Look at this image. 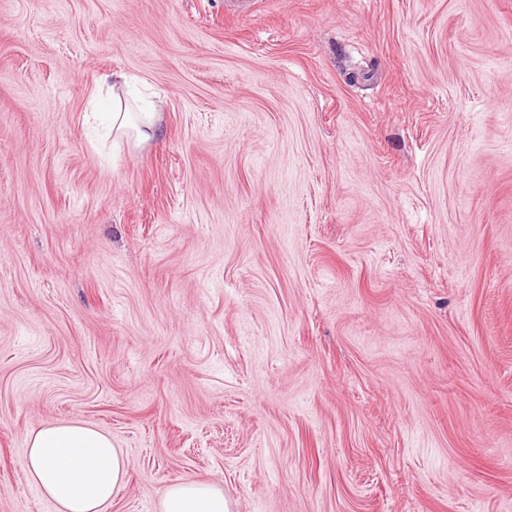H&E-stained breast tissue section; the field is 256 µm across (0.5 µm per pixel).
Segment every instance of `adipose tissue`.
<instances>
[{
  "label": "adipose tissue",
  "instance_id": "1",
  "mask_svg": "<svg viewBox=\"0 0 512 512\" xmlns=\"http://www.w3.org/2000/svg\"><path fill=\"white\" fill-rule=\"evenodd\" d=\"M100 83L114 90L108 130L121 135L137 127L139 141L155 132V112L143 107L138 117L124 112L120 89L124 74L101 75ZM25 469L34 484L58 506L59 512H102L123 482L126 465L111 438L80 423L56 424L27 438ZM160 512H228L221 484L191 478L173 482L160 501Z\"/></svg>",
  "mask_w": 512,
  "mask_h": 512
}]
</instances>
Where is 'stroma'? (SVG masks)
Returning a JSON list of instances; mask_svg holds the SVG:
<instances>
[{"instance_id":"obj_1","label":"stroma","mask_w":512,"mask_h":512,"mask_svg":"<svg viewBox=\"0 0 512 512\" xmlns=\"http://www.w3.org/2000/svg\"><path fill=\"white\" fill-rule=\"evenodd\" d=\"M69 422L103 512H512V0H0V512ZM99 83H111L112 86V112L109 113L108 133L122 136L126 129L134 127L137 130L139 143L149 140L155 132L154 108L151 106L141 108V112H138L139 127L134 123L131 112H123L121 92L120 95L115 94V90H121L127 86L125 75L119 72L107 73L100 76ZM25 469L58 512H103L126 465L112 439L81 423L56 424L27 438ZM161 512H228L224 487L216 482L182 478L173 482L160 501Z\"/></svg>"}]
</instances>
